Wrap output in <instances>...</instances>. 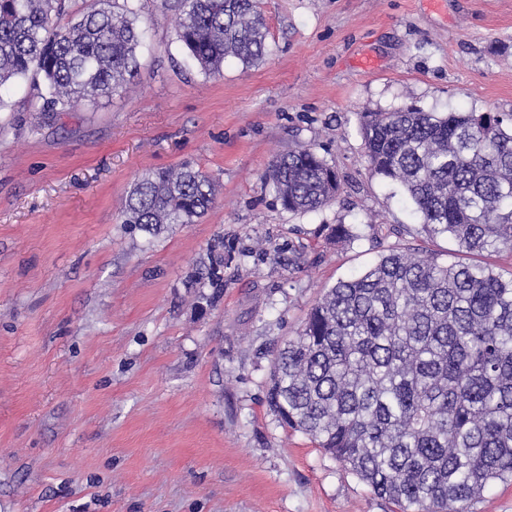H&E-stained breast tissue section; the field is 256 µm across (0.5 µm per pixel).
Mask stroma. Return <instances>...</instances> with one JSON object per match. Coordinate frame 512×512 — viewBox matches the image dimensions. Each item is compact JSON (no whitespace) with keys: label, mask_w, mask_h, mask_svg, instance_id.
<instances>
[{"label":"stroma","mask_w":512,"mask_h":512,"mask_svg":"<svg viewBox=\"0 0 512 512\" xmlns=\"http://www.w3.org/2000/svg\"><path fill=\"white\" fill-rule=\"evenodd\" d=\"M139 5L124 92L51 117L30 81L0 87V512H391L279 424L271 363L388 249L455 251L369 176L359 115L512 113V0H261L268 55L216 76L182 48L176 5ZM299 146L341 181L312 213L264 180ZM185 162L213 179L211 209L126 225L135 183ZM218 237L211 306L190 276Z\"/></svg>","instance_id":"stroma-1"}]
</instances>
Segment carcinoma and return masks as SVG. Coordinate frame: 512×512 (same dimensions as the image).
Wrapping results in <instances>:
<instances>
[{
    "mask_svg": "<svg viewBox=\"0 0 512 512\" xmlns=\"http://www.w3.org/2000/svg\"><path fill=\"white\" fill-rule=\"evenodd\" d=\"M67 0H0V87L43 85L42 111L111 96L137 69L138 0H91L66 25ZM178 37L207 75L231 56L268 53L258 0H179ZM370 176L399 185L447 263L392 249L327 289L272 365L267 403L279 422L399 512H471L512 482V275L468 258L512 250V113L408 107L360 113ZM283 209L316 212L340 190L314 148L279 155L265 173ZM211 177L185 163L143 177L124 223L191 224L213 203ZM224 237L196 284L224 288Z\"/></svg>",
    "mask_w": 512,
    "mask_h": 512,
    "instance_id": "cac0c4a2",
    "label": "carcinoma"
}]
</instances>
